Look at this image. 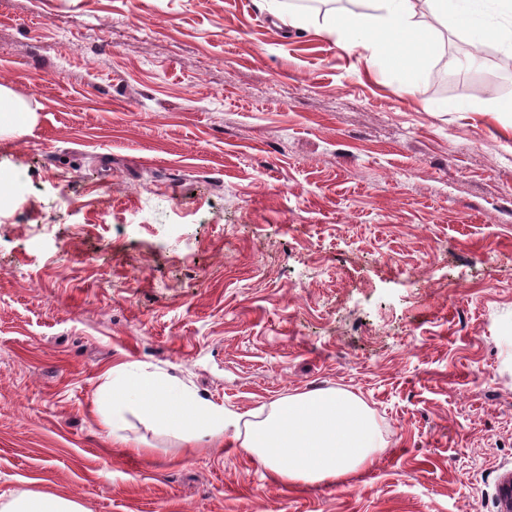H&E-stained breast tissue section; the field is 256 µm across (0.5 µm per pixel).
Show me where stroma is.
<instances>
[{"mask_svg":"<svg viewBox=\"0 0 512 512\" xmlns=\"http://www.w3.org/2000/svg\"><path fill=\"white\" fill-rule=\"evenodd\" d=\"M255 0H0V503L500 512L512 476V66L444 33L410 93ZM246 414L359 398L385 444L288 483L116 372ZM0 510L2 512H85L76 500L49 492L34 491L15 495Z\"/></svg>","mask_w":512,"mask_h":512,"instance_id":"stroma-1","label":"stroma"}]
</instances>
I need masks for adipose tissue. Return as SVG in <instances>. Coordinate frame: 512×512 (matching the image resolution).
<instances>
[{
	"instance_id": "obj_1",
	"label": "adipose tissue",
	"mask_w": 512,
	"mask_h": 512,
	"mask_svg": "<svg viewBox=\"0 0 512 512\" xmlns=\"http://www.w3.org/2000/svg\"><path fill=\"white\" fill-rule=\"evenodd\" d=\"M359 10L323 17L324 29L348 50L396 63L405 73L428 68L441 29L465 33L472 46L492 42L512 56V0H358ZM112 422L134 402L139 414L185 442L223 444L228 429H240V448L281 479L313 483L336 479L371 463L384 445L358 398L336 391L288 396L259 420L198 398L188 388L123 372L112 377L107 394ZM0 512H85L76 500L49 492L25 491Z\"/></svg>"
}]
</instances>
